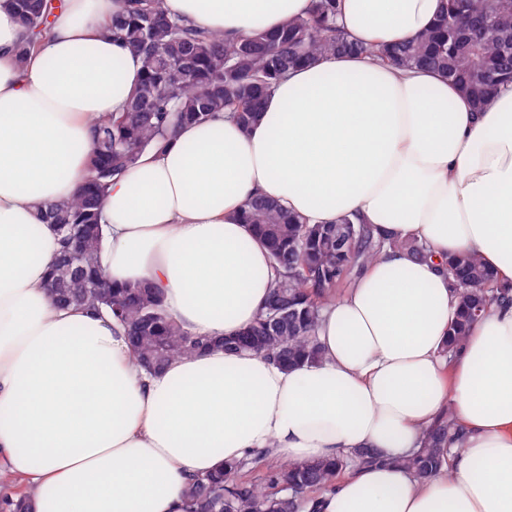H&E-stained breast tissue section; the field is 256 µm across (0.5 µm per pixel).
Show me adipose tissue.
Masks as SVG:
<instances>
[{
  "label": "adipose tissue",
  "mask_w": 512,
  "mask_h": 512,
  "mask_svg": "<svg viewBox=\"0 0 512 512\" xmlns=\"http://www.w3.org/2000/svg\"><path fill=\"white\" fill-rule=\"evenodd\" d=\"M442 3L342 0L340 22L395 44ZM122 4L63 0L21 67L26 29L0 0V468L31 490V512H184L186 484L224 462L362 448L378 462L351 468L318 512H512V300L442 355L457 313L449 259L475 253L512 283V85L479 109L429 71L333 55L291 71L249 129L224 112L178 127L113 179L102 264L116 284L159 289L189 333L232 335L268 298L269 254L240 219L257 195L432 255L384 248L323 310L317 362L212 348L150 373L120 324L54 307L44 288L59 243L40 211L79 192L93 116L121 111L142 79L140 58L103 33ZM310 5L165 0L236 36ZM449 410L463 433L451 474L417 481L398 461Z\"/></svg>",
  "instance_id": "obj_1"
}]
</instances>
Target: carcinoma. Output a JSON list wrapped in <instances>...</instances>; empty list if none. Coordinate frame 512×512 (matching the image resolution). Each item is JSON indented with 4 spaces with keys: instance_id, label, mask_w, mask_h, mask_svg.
Listing matches in <instances>:
<instances>
[{
    "instance_id": "cac0c4a2",
    "label": "carcinoma",
    "mask_w": 512,
    "mask_h": 512,
    "mask_svg": "<svg viewBox=\"0 0 512 512\" xmlns=\"http://www.w3.org/2000/svg\"><path fill=\"white\" fill-rule=\"evenodd\" d=\"M16 10L31 31L18 50L22 65L46 30L49 0H15ZM341 0H312L304 16L289 19L274 31L254 29L226 38L170 15L164 0H125L106 34L115 37L142 61L143 76L126 108L98 117L83 190L45 211L51 224H98L112 178L138 164L141 156L164 148L183 123L204 122L228 112L242 129L250 127L274 84L301 64L324 56L358 54L406 69L426 67L448 78L478 104L501 84L512 82V0H446L434 27L399 45L359 44L338 22ZM176 62L181 78L173 80L167 62ZM242 218L267 245L278 274L271 297L255 320L226 336L227 350H248L288 367L315 362L323 351L316 328L323 303L350 287L355 273L387 244L427 256V246L414 241L389 243L374 238L363 224L342 218L334 224L300 223L277 203L250 199ZM104 235H91L80 265L98 272L90 289L84 274L59 255L47 294L56 306L77 305L129 328V342L138 362L160 369L175 357L194 354L210 343L194 336L169 316L156 288L140 283L114 285L103 270ZM454 277L458 313L448 327L444 353L465 340L466 327L487 311L492 301L512 292V284L495 282L494 274L474 254L448 261ZM457 421L446 411L428 429L421 447L400 460L414 479L429 482L446 472L445 454L458 441ZM374 460L371 450L350 457L306 464L264 460L265 483L245 475L244 464H227L192 480L183 490L186 512H304L316 494L328 488L356 463Z\"/></svg>"
}]
</instances>
